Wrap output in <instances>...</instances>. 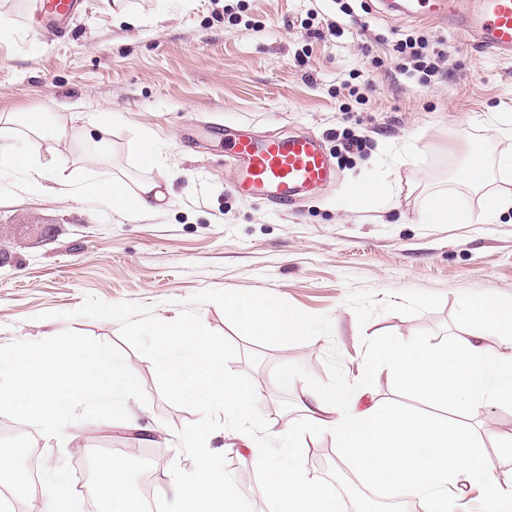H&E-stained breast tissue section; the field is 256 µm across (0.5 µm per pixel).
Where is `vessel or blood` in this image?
<instances>
[{
  "instance_id": "b4317fda",
  "label": "vessel or blood",
  "mask_w": 512,
  "mask_h": 512,
  "mask_svg": "<svg viewBox=\"0 0 512 512\" xmlns=\"http://www.w3.org/2000/svg\"><path fill=\"white\" fill-rule=\"evenodd\" d=\"M82 0H29L38 31L48 37L62 33ZM409 17L448 18L455 33L499 58L512 56V0H478L462 8L460 0H402ZM226 162L236 166V192L291 202L303 191L326 186L336 178L320 139L312 134L273 135L259 140L238 134L224 144Z\"/></svg>"
}]
</instances>
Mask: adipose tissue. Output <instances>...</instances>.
Masks as SVG:
<instances>
[{
	"label": "adipose tissue",
	"mask_w": 512,
	"mask_h": 512,
	"mask_svg": "<svg viewBox=\"0 0 512 512\" xmlns=\"http://www.w3.org/2000/svg\"><path fill=\"white\" fill-rule=\"evenodd\" d=\"M15 123L42 139L60 142L68 135L65 123L53 112L0 115V125ZM52 165L45 155L17 143L0 142V168L21 176L25 189H40L39 178ZM455 180L485 190L489 220L512 210V193L487 191L482 156L471 155ZM53 191L62 197L104 200L134 214L153 211L161 198L157 183L140 184L132 192L111 173L90 176L78 167L57 175ZM467 313L475 334L437 348L384 343L361 366L359 382L366 384L384 374L404 390L463 414L477 413L490 403L512 406V300L474 301L468 303ZM303 410L302 434L327 429L366 481L425 499L428 512H450L448 489L458 484L484 488L492 512L512 504V481L502 480L487 466L481 437L454 419H432L386 403L363 409L348 390L333 388L307 392ZM260 473L257 489L276 504L278 512H336V495L307 478L300 452L262 465Z\"/></svg>",
	"instance_id": "adipose-tissue-1"
}]
</instances>
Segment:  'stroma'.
Listing matches in <instances>:
<instances>
[{
  "label": "stroma",
  "mask_w": 512,
  "mask_h": 512,
  "mask_svg": "<svg viewBox=\"0 0 512 512\" xmlns=\"http://www.w3.org/2000/svg\"><path fill=\"white\" fill-rule=\"evenodd\" d=\"M113 0H84L64 34L41 35L28 0H0L13 35L0 41V113L55 112L67 120L64 142L32 138L62 167L112 171L129 187L152 180L164 198L137 216L104 201L26 195L0 170V346L40 341L66 330L121 349L147 403L128 400L125 421H79L63 439L18 424L0 442L32 449L40 487L53 473L74 492L89 490L88 456L160 449L157 487L172 466L190 468L178 433L197 412L166 402L151 361L127 347L117 321L77 316L87 297L151 306L159 320L178 317L207 290L263 291L299 310L330 316L333 333L298 344L262 347L243 338L213 303L203 325L228 338L229 367L248 374L272 435L302 425L303 391L351 383L372 343L420 341L438 347L473 329L466 302L512 296V212L485 217L483 192L457 184L472 151L485 157L492 190L512 192L499 170L512 154V59L457 37L447 19L383 16L379 0H348L362 27L331 36L335 0H128L140 20L116 23ZM384 35L378 43L376 35ZM405 34L444 39L443 76L425 87L397 72L392 43ZM365 92L351 96V88ZM107 125L112 153L85 158L89 137ZM239 131L311 132L323 138L335 184L278 209L233 191L224 136ZM363 136L365 152L346 153ZM157 167H140L145 140ZM385 182L387 201L349 191ZM454 193L466 224H427L428 196ZM292 376L287 389L274 377ZM486 437L488 467L512 469V407L491 405L466 418ZM253 512H274L259 496L256 464L232 430L209 436Z\"/></svg>",
  "instance_id": "stroma-1"
}]
</instances>
